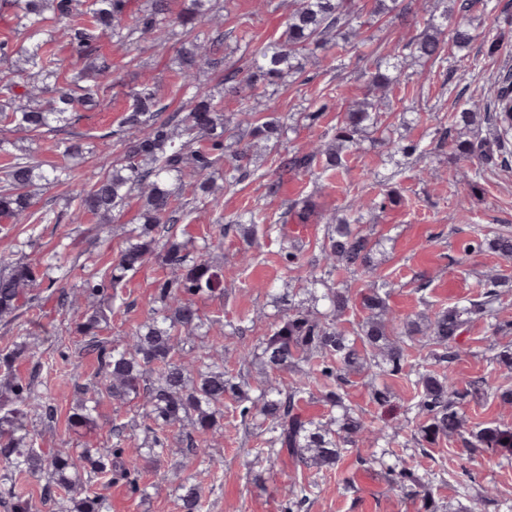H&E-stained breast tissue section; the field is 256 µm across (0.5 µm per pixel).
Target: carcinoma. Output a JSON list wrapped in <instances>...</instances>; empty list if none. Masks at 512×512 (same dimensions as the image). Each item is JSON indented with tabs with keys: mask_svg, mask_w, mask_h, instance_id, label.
<instances>
[{
	"mask_svg": "<svg viewBox=\"0 0 512 512\" xmlns=\"http://www.w3.org/2000/svg\"><path fill=\"white\" fill-rule=\"evenodd\" d=\"M211 0H185V6L173 13L168 0H143L136 10H129L130 0H13V33L32 41L29 48L19 47L5 37L0 40V63L17 61L26 65L25 80L18 82L5 74L0 77V116L26 131L58 130L68 124L79 106L96 105L98 79L112 73V57L100 51L108 38L121 47L132 45L140 37L151 35L158 41L176 39L179 47L175 62L184 78L189 94V107L161 117L163 108L152 84L143 82L130 89V105L113 131L124 143L120 158L110 169L75 182L76 167L85 155L80 136L64 142L63 157L68 164L45 169L29 156L16 157L6 170V187L0 189V218L13 224H25L32 217L46 224L58 220L51 208L34 212V187L71 183L70 221L80 224L90 215L108 221L120 214L127 200L137 197L142 202L141 224L128 233V242L112 266L109 280L86 279L80 288L84 304L78 306L77 294L69 292L62 282L67 274L57 263H49L44 272L23 261L7 262L0 267V319L31 307L38 301L33 293L39 279L55 289L57 303L70 311L75 331L84 336L83 349L94 351L100 363L101 380L77 386V398L69 416L70 427L77 431L107 430L112 445L84 448H57L45 453L34 447L26 428L32 414L53 413L50 400L37 394L30 380L17 377L13 368L17 361L29 358L35 348L30 336L20 338L13 347L0 353V465L30 478L49 473L45 496L57 498L59 512H108L104 488L114 479H123L136 492L143 470L172 461L181 468L192 459L206 454L210 437L224 427V400L242 405L241 417L269 435L272 448L288 454L307 467L332 468L347 446H353L369 424L362 412L345 404L344 385L348 376L374 369L377 373L395 374L408 363L409 350H427L426 357L451 364L461 357L459 338L475 317L492 319L503 295V282L487 276L478 283L480 292L466 305L434 310L417 319L397 321L389 316L384 280H374L360 291V304L366 317L349 335L337 324L338 319L353 308L354 299L346 288H336L310 271L304 291L315 306L305 307L296 300L293 288H283L273 295V303L281 313L260 342V353L251 359L243 350V364L258 362L260 379L252 386L240 382L224 371V363L212 358L207 345L190 357L184 350L185 340L204 338L209 325L204 320L196 298L224 293L219 266L212 255L224 250L223 236L197 243L180 240L170 234L160 236L163 228L172 229L185 216L184 206L177 203L172 183L189 188L198 204L217 205L219 194L211 180L212 170L230 152V164L224 171V183L231 186L249 174L251 141L279 140L287 128L274 120L249 128L246 136L233 138L229 118L214 102L211 91L196 82L205 69L224 70V38L221 34L206 42L191 36L196 24L213 7ZM441 18L430 16L425 29L403 41L398 52L414 60L442 59L446 45L457 50L470 47L477 38L474 29L463 19L476 0H448ZM455 14L462 16L450 30L444 22ZM60 24L66 47L84 62L80 72L70 76L78 85L75 95L57 86L54 80L64 74L62 60L53 48L52 31L45 23ZM351 25L348 0H293L280 41L258 52L247 76L239 71L224 75V85L238 93L246 83L261 96L267 87L302 71V51L312 41L331 40ZM392 63H377L371 73L372 99H364L348 107L336 127L331 142L320 144L308 152H295L282 161L281 169L308 171L319 165L323 171L344 166L345 151L360 144L367 131L377 122L383 97L380 92L396 80ZM491 123L499 134L492 140H471L463 131ZM453 127L460 128L451 140L459 157L483 164L507 152V117L498 112L485 115L464 108L453 115ZM378 242L344 219L327 224L322 246L323 267L332 272L343 269L353 274H370L376 270L374 252ZM490 250L512 259V230L487 236L476 233L465 252ZM158 255L166 274L155 281L153 306L147 322L137 327L121 345L99 339L106 311L111 309L115 289L130 272L141 268ZM324 288L320 295L318 288ZM325 302L319 310L316 304ZM419 387L415 408L423 422L417 427L418 443L432 445L443 438L458 437L472 457L484 453L512 454V426L492 423L469 429L463 406L467 398L485 391L484 382L471 380L459 388V382L447 372L438 373L420 364L411 366ZM283 373L290 380H280ZM320 387L323 400L341 414L326 423L306 420L299 403L311 388ZM108 397L119 404L140 402L141 423L128 425L98 423L94 416L99 401ZM142 427L143 449L133 456L122 443L131 437L127 430ZM385 478L391 488L408 490L422 496L425 508H432L430 480L407 464L386 466ZM180 512H201V491L195 485H181ZM12 500V512H32L25 495L7 484L0 476V499ZM307 499L303 487L291 490L285 512H301Z\"/></svg>",
	"mask_w": 512,
	"mask_h": 512,
	"instance_id": "obj_1",
	"label": "carcinoma"
}]
</instances>
